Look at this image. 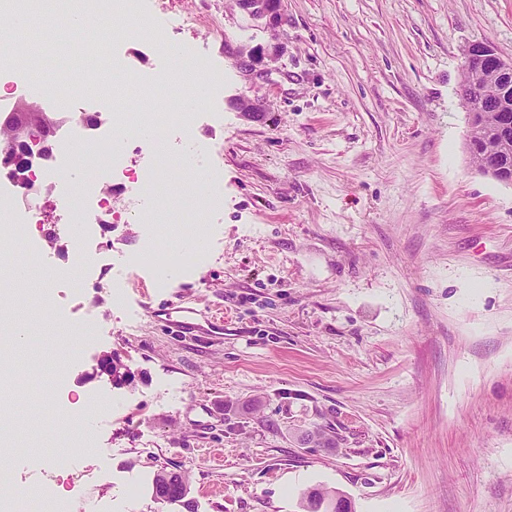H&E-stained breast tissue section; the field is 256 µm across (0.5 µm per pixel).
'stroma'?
<instances>
[{
	"label": "stroma",
	"instance_id": "stroma-1",
	"mask_svg": "<svg viewBox=\"0 0 512 512\" xmlns=\"http://www.w3.org/2000/svg\"><path fill=\"white\" fill-rule=\"evenodd\" d=\"M170 5L199 16L172 43L215 65L224 120L194 136L223 206L184 275L91 274L27 315L0 409L31 425L0 486L184 512L153 495L167 468L197 512H302L313 487L355 512H512V185L471 164L459 96L467 45L512 57V0H280L278 25ZM146 244L116 223L90 247L117 263ZM173 303L224 327L175 332ZM107 352L130 381L99 372Z\"/></svg>",
	"mask_w": 512,
	"mask_h": 512
}]
</instances>
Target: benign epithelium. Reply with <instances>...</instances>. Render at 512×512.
<instances>
[{
  "instance_id": "7a95c632",
  "label": "benign epithelium",
  "mask_w": 512,
  "mask_h": 512,
  "mask_svg": "<svg viewBox=\"0 0 512 512\" xmlns=\"http://www.w3.org/2000/svg\"><path fill=\"white\" fill-rule=\"evenodd\" d=\"M237 4L250 15L258 18L268 16L273 21H278V16L264 0H237ZM485 68L491 69L496 77V85L488 93L494 107L489 109L479 104L468 108V126L473 128L478 125L483 113L488 110L499 112L501 117L495 127L496 134L508 144L512 142V60L502 58L494 45L487 40L472 43L464 49L461 84H469L472 73ZM0 123L13 129L16 146L19 148L24 146V140L33 131L39 133L45 149L49 150L53 146L55 121L45 113L33 117L24 101L18 102L14 110ZM481 173L499 182L512 184V152L484 164Z\"/></svg>"
}]
</instances>
